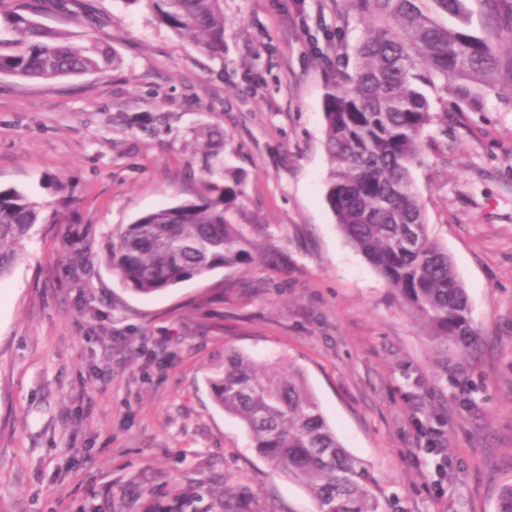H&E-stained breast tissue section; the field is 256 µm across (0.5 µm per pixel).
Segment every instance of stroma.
Wrapping results in <instances>:
<instances>
[{
  "instance_id": "1",
  "label": "stroma",
  "mask_w": 512,
  "mask_h": 512,
  "mask_svg": "<svg viewBox=\"0 0 512 512\" xmlns=\"http://www.w3.org/2000/svg\"><path fill=\"white\" fill-rule=\"evenodd\" d=\"M80 0L38 21L109 45L106 74L0 75V190L58 204L0 279V512H172L209 489L243 512H313L207 376L234 349L299 368L385 512H494L512 476V91L426 88L433 120L413 179L476 331L440 346L336 222L326 198V83L352 73L364 23L352 0H224L213 56L148 0ZM221 128L254 261L151 296L105 262L140 216L194 199L195 138ZM57 179L64 194L45 188ZM453 451L436 490L430 438Z\"/></svg>"
}]
</instances>
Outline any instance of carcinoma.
Masks as SVG:
<instances>
[{
  "mask_svg": "<svg viewBox=\"0 0 512 512\" xmlns=\"http://www.w3.org/2000/svg\"><path fill=\"white\" fill-rule=\"evenodd\" d=\"M365 23L353 73L329 83L324 99L325 149L331 162L327 201L346 235L402 305L442 344L472 345L468 297L444 248L431 240L412 170L420 163L431 105L421 86L450 78L512 87L509 38L491 43L466 30L464 0H353ZM157 20L203 51H224L223 0H149ZM38 0H0V75L57 79L105 73L112 49L90 38L80 47L35 19ZM453 15L460 27L439 22ZM224 133L196 143L202 157L196 200L149 212L119 232L106 254L129 290L152 295L216 268L253 260L252 243L234 221L240 180L221 166ZM224 178L219 187L214 178ZM29 194L0 191V278L32 225L58 210ZM208 384L216 404L237 418L252 446L288 480L302 486L315 512H383L373 477L325 420L303 373L267 367L238 351ZM495 512H512V477L500 487Z\"/></svg>",
  "mask_w": 512,
  "mask_h": 512,
  "instance_id": "obj_1",
  "label": "carcinoma"
}]
</instances>
